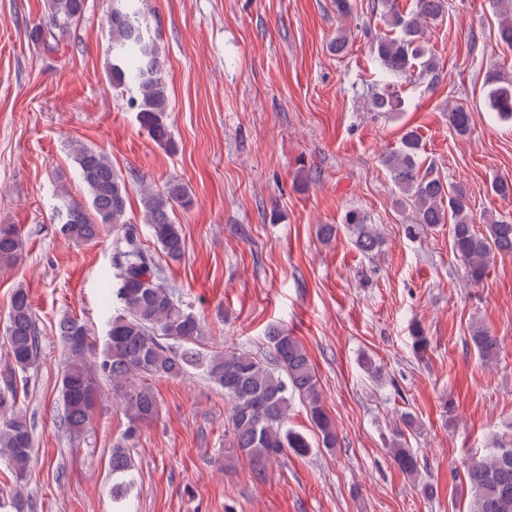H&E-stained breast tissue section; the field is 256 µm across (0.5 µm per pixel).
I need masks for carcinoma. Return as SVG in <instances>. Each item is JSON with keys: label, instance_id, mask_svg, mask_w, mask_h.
Returning <instances> with one entry per match:
<instances>
[{"label": "carcinoma", "instance_id": "carcinoma-1", "mask_svg": "<svg viewBox=\"0 0 512 512\" xmlns=\"http://www.w3.org/2000/svg\"><path fill=\"white\" fill-rule=\"evenodd\" d=\"M498 16L497 35L512 46V0H492ZM146 0H112L105 23L112 33V86L129 88L135 95L128 107L136 112L141 128L158 145L174 149L171 105L163 74L162 52L147 35ZM380 19L387 32L370 44L388 79L417 69L430 72L438 61L426 40L427 23L442 17L447 0H413L404 9L399 0H377ZM85 11V0H49L45 19L28 30V38L46 52H53L70 36L71 28ZM483 105L502 122L512 121V81L497 72L484 81ZM377 112H400L404 101L394 93L378 94L372 101ZM451 127L469 133L470 112L462 106L448 110ZM421 142L409 130L398 146L386 153L382 165L399 190L396 204L412 211L406 233L439 224L450 225L452 249L466 269L467 282L478 285L486 278L496 255L512 253V222L495 221L478 230L471 217L464 189L438 177L421 173ZM74 160L87 190L88 203L65 200L56 209L64 238L82 244L104 233L116 236L112 276L107 278L105 301L111 311L103 342H98L80 319L64 316L59 337L66 351L60 378L63 411L60 426L72 442L88 432L95 401L105 396L120 408L128 421L123 436L112 444L110 490L115 512H125L124 501L135 485L130 441L140 427L157 414V400L141 378H181L188 370H202L209 381L224 390L230 404L229 447L236 448L253 465L262 466L286 452H310L307 438L288 428V409L293 395L306 404L319 446L338 445L336 425L326 410L314 366L288 329L268 330L266 343L272 361L234 349L206 354L191 348L204 335V324L176 292L168 287L163 269L142 244L138 228L126 218L128 184L113 167L107 154L83 144L73 146ZM143 223L165 257L178 262L185 253L176 210L193 205L188 186L170 179L155 188L141 181ZM355 247L364 255L379 250L383 238L360 209L344 215ZM25 251V236L15 224H0V264L17 262ZM8 366L0 374V459L25 478L33 453V434L26 413L19 406V383L40 359L41 333L29 295L14 292L5 326ZM470 341L486 362L497 358L499 340L481 325L472 327ZM395 465L416 478L420 461L416 452L397 444L391 449ZM471 491L469 512H512V426L493 435L492 447L463 464ZM0 512H30V503L16 490L0 498Z\"/></svg>", "mask_w": 512, "mask_h": 512}]
</instances>
